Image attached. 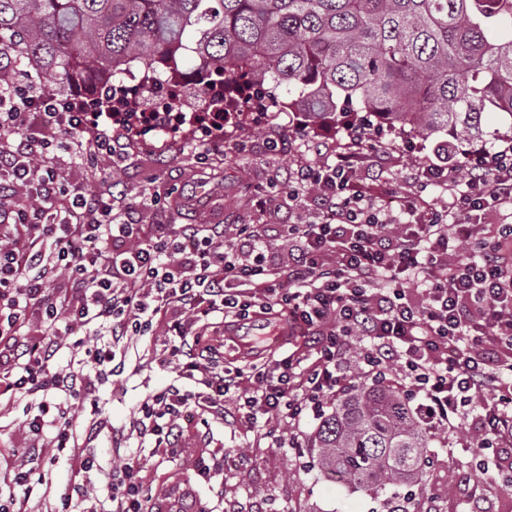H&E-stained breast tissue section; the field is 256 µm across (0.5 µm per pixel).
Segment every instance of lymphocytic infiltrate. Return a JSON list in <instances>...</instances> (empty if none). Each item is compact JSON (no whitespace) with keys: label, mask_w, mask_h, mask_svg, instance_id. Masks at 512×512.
Segmentation results:
<instances>
[{"label":"lymphocytic infiltrate","mask_w":512,"mask_h":512,"mask_svg":"<svg viewBox=\"0 0 512 512\" xmlns=\"http://www.w3.org/2000/svg\"><path fill=\"white\" fill-rule=\"evenodd\" d=\"M36 126L56 139L34 136ZM135 135L97 95L0 86V399H28L26 431L52 430L48 446L70 467L72 490L53 512H97L86 489L96 458L70 409L94 401L102 373L124 374L118 345L132 336L155 338L159 363L177 368L173 383L138 408L139 446L166 461L179 454L185 414L223 420L229 397L238 421L261 431L281 420V444L297 447L292 427L346 388L341 365L352 335L365 344L364 374L396 367L434 429L480 421V467L512 449V224L468 244L451 231L459 221L481 223L490 207L512 209V140L460 161L466 176L451 211L409 199L400 214L383 213L354 179L357 153L298 167L288 194L319 191L322 220L263 224L229 241L220 224L144 233L111 196L70 177L98 158H123ZM17 185L33 188L34 201L14 199ZM274 239L291 242L288 265L271 255ZM258 314L281 316L285 335L306 337L313 355L225 366L212 337ZM76 325L103 343L73 341L69 367L53 370ZM43 449L27 448L11 467L0 512H28L32 491L48 482L33 465ZM140 472L131 457L113 472L107 512H147Z\"/></svg>","instance_id":"f902f5d3"}]
</instances>
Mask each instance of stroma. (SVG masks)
Returning <instances> with one entry per match:
<instances>
[{"instance_id": "obj_1", "label": "stroma", "mask_w": 512, "mask_h": 512, "mask_svg": "<svg viewBox=\"0 0 512 512\" xmlns=\"http://www.w3.org/2000/svg\"><path fill=\"white\" fill-rule=\"evenodd\" d=\"M295 112L253 113L239 119L238 133L225 136L223 147L198 154L192 147L193 132L182 128L173 134L170 146L161 136L149 134L135 139L123 160H99L88 181L91 191L124 193V205L138 224H220L227 237L252 231L260 224L308 222L320 213L315 191H301L297 198L279 194L272 207L261 209L259 197L267 195L273 183L284 182L290 169L301 164L321 165L347 151L345 132L332 126L316 129L298 125ZM285 137L281 152L269 150L268 141ZM447 134L425 137L416 133L399 135L383 131L377 149L364 157L357 172L360 182L379 178L381 204L399 211L402 197L416 195L431 207L447 208L455 185L428 186L417 180L419 167L440 163L438 153ZM276 320L257 317L238 325L239 336L252 340L242 349L232 341L224 343V362L247 366L262 363L271 350L263 335L277 328ZM155 341L136 337L127 345L128 368L117 378L98 385V403L76 405L74 419L90 430L89 446L96 453L99 469L88 489L94 500L107 499L110 475L122 461L112 447L115 432H131L137 408L146 394L173 381L176 371L161 366L155 356ZM320 423L309 416L302 424L300 445L276 447L273 439H256L235 420L211 425L212 442L195 432H186L181 457L162 462L142 452L145 489L154 512H173L179 504L207 508L208 512H386L385 498L373 497L351 486L324 480L309 438ZM482 426L473 422L460 433L447 435L445 445L432 452L434 487L430 493L440 512H467L468 507L485 505L489 512H512V496L501 493L486 475L471 465L472 451L481 438ZM224 448L231 457L241 458L238 467L225 470L224 491L215 494L195 482L194 467L210 458L213 449ZM467 472L469 479L448 495L444 483L448 474ZM262 497H254L253 489Z\"/></svg>"}]
</instances>
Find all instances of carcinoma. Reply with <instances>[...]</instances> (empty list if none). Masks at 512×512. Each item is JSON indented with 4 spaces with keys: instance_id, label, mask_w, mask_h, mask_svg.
<instances>
[{
    "instance_id": "cac0c4a2",
    "label": "carcinoma",
    "mask_w": 512,
    "mask_h": 512,
    "mask_svg": "<svg viewBox=\"0 0 512 512\" xmlns=\"http://www.w3.org/2000/svg\"><path fill=\"white\" fill-rule=\"evenodd\" d=\"M2 54V86L20 66L97 88L135 65L272 82L313 128L342 125L341 103L455 141L498 136L490 116L512 121V0H0ZM438 440L378 381L337 400L311 447L327 478L423 498Z\"/></svg>"
}]
</instances>
